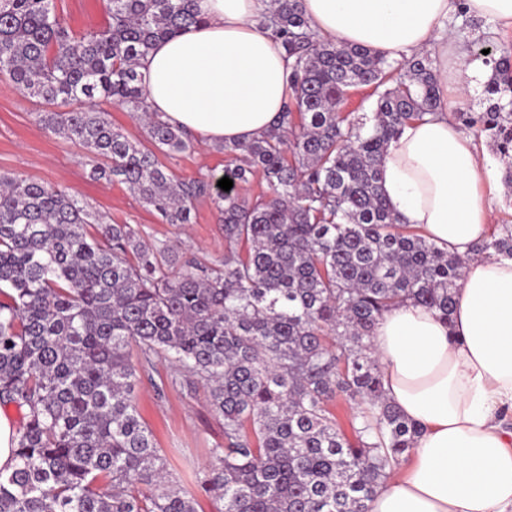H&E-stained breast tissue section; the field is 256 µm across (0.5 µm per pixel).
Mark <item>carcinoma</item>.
Instances as JSON below:
<instances>
[{"label": "carcinoma", "mask_w": 512, "mask_h": 512, "mask_svg": "<svg viewBox=\"0 0 512 512\" xmlns=\"http://www.w3.org/2000/svg\"><path fill=\"white\" fill-rule=\"evenodd\" d=\"M103 29L78 33L53 0H0V77L50 108L45 128L83 146L92 176L124 184L165 224L212 199L224 260L202 263L131 224H107L51 183L0 174V405L26 409L0 512H197L176 487L134 401L136 346L206 385L224 447L196 486L213 512H365L419 434L384 394L373 334L411 300L448 320L470 256L398 226L379 162L401 126L435 115L432 59L393 64L318 37L302 0H270L267 24L293 59L291 99L247 143H224L219 175L184 180L156 151L195 140L146 110L140 60L200 22L195 0H104ZM484 112H460L506 159L512 186V58ZM372 88L371 112L342 111ZM139 118L150 146L112 124ZM263 177L255 199L238 187ZM233 181L224 191L223 177ZM512 257V224L473 255ZM354 405L351 434L332 407Z\"/></svg>", "instance_id": "obj_1"}]
</instances>
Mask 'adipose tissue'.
<instances>
[{"mask_svg":"<svg viewBox=\"0 0 512 512\" xmlns=\"http://www.w3.org/2000/svg\"><path fill=\"white\" fill-rule=\"evenodd\" d=\"M269 0H197L200 23L157 41L140 61L146 107L201 143L247 142L280 115L291 61L260 23ZM311 28L389 59L431 51L440 95L491 76L448 34L455 0H303ZM380 192L399 224L442 250L486 240L501 184L473 138L447 117L407 122L380 163ZM390 402L422 428L407 464L366 512H512V258L472 260L451 320L406 302L375 327Z\"/></svg>","mask_w":512,"mask_h":512,"instance_id":"1","label":"adipose tissue"}]
</instances>
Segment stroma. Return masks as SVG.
Returning a JSON list of instances; mask_svg holds the SVG:
<instances>
[{"mask_svg":"<svg viewBox=\"0 0 512 512\" xmlns=\"http://www.w3.org/2000/svg\"><path fill=\"white\" fill-rule=\"evenodd\" d=\"M54 7L78 32L109 23L103 0H54ZM446 28L466 45L469 54L489 45L496 55L512 56V29L486 19L467 25L453 16ZM40 110L12 82L0 78V173L50 182L79 194L105 222L138 226L151 243L178 241L201 261L223 259L224 232L211 199L195 201L188 225L162 223L125 185L93 180L86 150L46 130L39 120ZM159 160L185 180L221 172L226 162L223 152L203 143L191 151L160 155ZM132 359L140 366L135 388L140 413L171 468L183 482H190L192 473L208 462L212 449L223 445L224 422L211 411L205 386L188 389L184 375L167 359L155 356L146 363L137 352Z\"/></svg>","mask_w":512,"mask_h":512,"instance_id":"35a3bbf8","label":"stroma"}]
</instances>
